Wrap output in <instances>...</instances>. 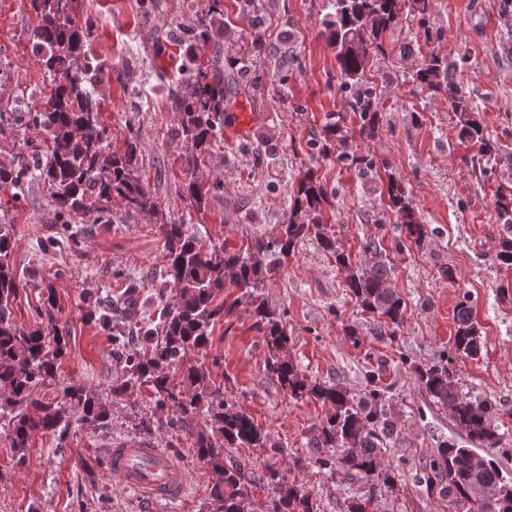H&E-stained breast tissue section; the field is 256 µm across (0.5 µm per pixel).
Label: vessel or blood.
<instances>
[{
	"mask_svg": "<svg viewBox=\"0 0 512 512\" xmlns=\"http://www.w3.org/2000/svg\"><path fill=\"white\" fill-rule=\"evenodd\" d=\"M103 451L113 474L152 500L175 499L185 488L184 470L155 443L134 438L109 440Z\"/></svg>",
	"mask_w": 512,
	"mask_h": 512,
	"instance_id": "vessel-or-blood-1",
	"label": "vessel or blood"
}]
</instances>
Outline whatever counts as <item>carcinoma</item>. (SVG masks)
<instances>
[{"label":"carcinoma","mask_w":512,"mask_h":512,"mask_svg":"<svg viewBox=\"0 0 512 512\" xmlns=\"http://www.w3.org/2000/svg\"><path fill=\"white\" fill-rule=\"evenodd\" d=\"M403 1L418 16L425 43L430 45L412 82L448 99L459 119L461 139L476 146L477 155H488L492 147L456 80L455 65L435 46L440 35L428 25L430 0H330L333 11L324 22L327 42L336 52L340 88L354 93L352 111L358 115L361 137H376L381 115L374 88L366 79V67L371 51L380 48V37L396 22ZM77 3L29 0L31 10L40 18L35 39L51 90L40 109L23 118L0 111V126L16 127L18 136L13 161L0 165V188L20 192L25 178L34 174L47 188L50 205L62 218H75L92 208L105 214L116 202L131 216L151 211L154 205L138 171L137 140L126 142L122 153L107 148L109 132L101 119V99L94 90L105 65L92 62L88 56L87 27L76 11ZM220 4L221 0H208L195 26L178 38L186 45L187 76L170 90V97L179 112L177 137L190 144L191 162L195 164L210 154L224 133V100L235 90L234 77L224 75V47L213 40L210 17L219 11ZM257 7V0H238L237 18L244 26L256 28L260 20ZM31 130L42 136L39 143L28 137ZM345 139L343 127L331 121L324 127L323 140L311 146L325 152L329 143ZM338 160L363 175L376 167L375 156L368 152L341 153ZM214 187L216 184L208 185L197 177L185 185L199 208ZM387 192L396 223L406 229L407 237L421 243L427 229L419 222L401 184L389 181ZM333 196L335 191L324 187L312 171L305 172L280 229L272 235H257L234 250L203 245L200 238L187 234L181 223L166 220L159 225L167 276L173 279L176 300L166 310L160 330L141 331L148 347L126 360V379L112 387V395L121 396L132 386H146L157 407L176 413L182 429L192 438L198 458L219 474L210 490L208 512H257L253 496L256 480L232 459V449L261 448L265 442L254 420L224 400V391L213 383L208 368L192 360L193 354L207 348L216 318L224 316V302L217 297L228 285L244 290L251 298L255 326L268 350V375L276 378L291 398L311 395L328 407L326 421L310 438L312 447L332 452L316 458L319 468L336 466L348 477L375 476L382 448L396 431L378 390L356 402L337 387L311 384L300 376L298 366L285 354L286 328L261 293L265 281L275 277L280 258L294 253L297 243L313 234L347 272L346 288L359 305L389 326L401 325L406 305L392 286V267L378 251V244L370 240L363 245L374 254L375 261L354 269L320 222L322 209ZM497 216L505 229L512 228V194L500 195ZM11 231V225L0 224V427L22 466L33 434L50 431L61 445L73 421L102 424L109 419V412L106 404L76 383L64 387L55 403L33 399L66 354L69 331L65 325L52 322L46 326L40 322L29 330L15 324L12 300L19 294L20 281L11 262ZM454 320L451 354L415 373L434 402L451 411L471 447L442 444L438 457L423 474V483L429 490L446 486L448 496L468 507V512H512V480L503 476L494 459L481 458L474 451L476 447L498 445V433L491 424L494 404L459 393L454 382L453 363L474 359L481 352L468 297L457 305ZM176 367L181 369L177 382L169 375ZM478 457L479 464L475 463ZM268 472L267 483L261 487L272 486L271 512H314L304 487L273 468ZM484 489L495 492L494 499L480 498Z\"/></svg>","instance_id":"1"}]
</instances>
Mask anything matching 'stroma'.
<instances>
[{
  "instance_id": "stroma-1",
  "label": "stroma",
  "mask_w": 512,
  "mask_h": 512,
  "mask_svg": "<svg viewBox=\"0 0 512 512\" xmlns=\"http://www.w3.org/2000/svg\"><path fill=\"white\" fill-rule=\"evenodd\" d=\"M206 0H155L152 32L140 24L141 0H79L77 11L89 33L91 58L104 62L97 85L108 148L120 153L130 136L140 147V173L154 211L128 216L113 205L104 219L87 213L66 224L52 211L41 181L32 178L19 196L0 191V224L13 227L11 260L24 288L13 304L17 325L29 328L46 285H54L53 320L70 330L67 353L40 400L60 399L78 383L106 403L101 426L74 423L65 444L47 432L32 435L26 463L17 466L0 435V512H201L217 480L198 459L175 413L157 407L148 388L120 397L110 389L124 379L126 358L142 351L140 334L104 330L94 316L97 296L125 293L135 284L140 310L158 316L176 299L165 276L162 220L184 222L189 233L236 249L256 234H269L285 220L305 171H313L335 195L320 220L353 267L371 262L362 244L377 239L393 267L392 285L406 303L402 324L393 328L364 312L345 286L346 273L315 237L298 242L262 294L288 331L287 354L309 382L336 386L353 399L379 388L396 432L380 463L391 476L372 485L337 469H321L310 447L328 409L313 397L291 399L265 369L267 350L254 328L252 305L241 289L227 287L229 315L217 318L210 343L197 359L224 389L229 403L251 416L265 437L261 448L233 455L255 477L266 465L304 486L317 512H345L348 502L367 498V512H461L447 493L427 490L420 477L440 445L467 442L448 408L434 403L416 379L417 367L450 351L454 312L469 296L482 349L476 359L455 363L459 392L490 400L500 444L482 449L505 477H512V266L497 260L505 234L495 210L498 194L512 193V13L499 0H431L429 24L441 33L440 48L457 67L463 91L477 106L476 118L495 147L480 165L475 150L459 138V120L446 98L422 90L411 76L422 59L417 16L402 11L373 53L367 77L381 109L379 132L364 139L359 120L341 91L335 54L323 21L328 0H259L262 23L243 29L236 0H223L212 31L241 57L247 42L269 47L270 57L252 63L229 96L227 110L247 103L250 129L225 127L201 168L174 138L178 115L169 89L180 76L184 48L174 40L194 25ZM38 18L28 0H0V110L26 113L40 108L50 82L35 50ZM288 59V81L279 84L275 61ZM347 138L326 156L311 149L329 121ZM372 153L376 175L362 176L338 161L341 152ZM220 180L204 209L183 191L194 174ZM400 181L428 234L406 240L389 210L387 184ZM451 277H443V269ZM154 439L187 476L176 500L151 501L128 489L108 468L104 440Z\"/></svg>"
}]
</instances>
